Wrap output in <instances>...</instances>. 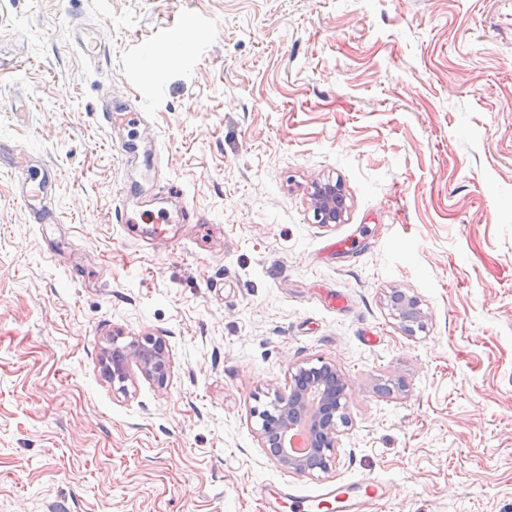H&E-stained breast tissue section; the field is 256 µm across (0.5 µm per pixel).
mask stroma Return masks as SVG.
<instances>
[{"mask_svg": "<svg viewBox=\"0 0 512 512\" xmlns=\"http://www.w3.org/2000/svg\"><path fill=\"white\" fill-rule=\"evenodd\" d=\"M0 141L57 183L36 224L0 167V512H263L365 478L371 512H512V0H0ZM319 180L343 223L314 222ZM182 208L165 246L146 213ZM117 333L165 341V383L113 389ZM321 360L351 424L301 476L250 411ZM346 199V194L340 182L329 180L314 182L311 193V207L315 223H342L348 208ZM389 300L392 309L403 322L408 323V326L419 325L422 322L423 312L416 297L397 290L389 295Z\"/></svg>", "mask_w": 512, "mask_h": 512, "instance_id": "35a3bbf8", "label": "stroma"}]
</instances>
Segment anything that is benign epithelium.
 Returning a JSON list of instances; mask_svg holds the SVG:
<instances>
[{
	"instance_id": "benign-epithelium-1",
	"label": "benign epithelium",
	"mask_w": 512,
	"mask_h": 512,
	"mask_svg": "<svg viewBox=\"0 0 512 512\" xmlns=\"http://www.w3.org/2000/svg\"><path fill=\"white\" fill-rule=\"evenodd\" d=\"M313 219L318 224H339L347 212L346 194L339 182L317 181L311 193ZM398 317L408 324H420L423 312L416 297L402 291L389 295ZM136 365L148 378L164 381L170 368L169 354L162 340L145 336L118 344L112 337L101 359L103 373L112 385L124 392L129 369ZM349 384L335 367H300L292 374L288 391L275 392L269 404L251 409L257 419V435L261 446L280 466L298 475L327 472L340 435L339 425L347 423L345 415ZM309 417L311 452L295 455L288 447L292 431Z\"/></svg>"
}]
</instances>
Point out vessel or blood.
Returning a JSON list of instances; mask_svg holds the SVG:
<instances>
[{
    "instance_id": "vessel-or-blood-1",
    "label": "vessel or blood",
    "mask_w": 512,
    "mask_h": 512,
    "mask_svg": "<svg viewBox=\"0 0 512 512\" xmlns=\"http://www.w3.org/2000/svg\"><path fill=\"white\" fill-rule=\"evenodd\" d=\"M17 172L21 200L29 215L37 224H52L56 216L49 206L56 192V179L49 168L30 163L22 154L10 157ZM382 486L372 480L325 488L311 497L296 488L275 489L263 500L264 512H362L366 504L383 498Z\"/></svg>"
}]
</instances>
